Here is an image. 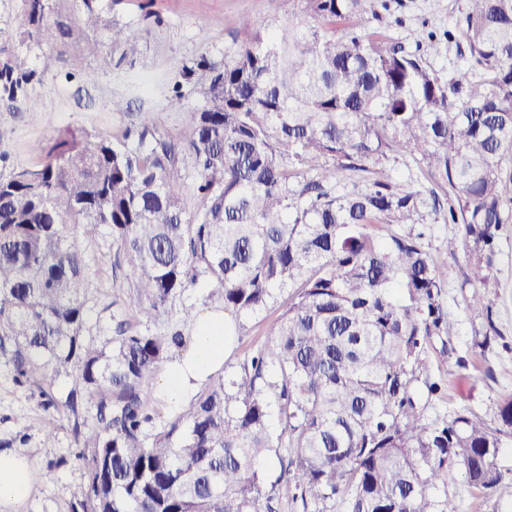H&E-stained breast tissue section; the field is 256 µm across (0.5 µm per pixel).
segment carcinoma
<instances>
[{
    "label": "carcinoma",
    "instance_id": "carcinoma-1",
    "mask_svg": "<svg viewBox=\"0 0 512 512\" xmlns=\"http://www.w3.org/2000/svg\"><path fill=\"white\" fill-rule=\"evenodd\" d=\"M376 1L388 9L306 0L308 20L257 35L230 61L191 59L169 90L202 96L186 109L185 144L146 113L120 138L61 135L37 147L39 165L0 179V356L44 415L68 420L71 455L36 473L81 467L67 512H278L281 490L301 512H455L456 472L483 493L500 483L512 399L494 426L469 411L427 414L443 391L427 354L437 340L452 347L424 228L431 212L460 225L467 281L488 284L512 204V0H466L457 28L480 72L450 77L417 51L337 26L381 19ZM19 2L17 27L0 30V101L38 111L28 91L42 73L10 39L70 72L74 44L103 69L116 52L139 54L123 25L104 52L64 0ZM393 152L447 185L446 202L384 174ZM102 226L149 325L114 316L98 341L84 244ZM381 227L385 238L371 232ZM200 279L236 319L283 312L264 347L158 426L152 382L195 311L181 308L180 330L168 317ZM469 308L484 318L472 340L484 350L499 335L491 308L477 290ZM273 452L270 483L261 462Z\"/></svg>",
    "mask_w": 512,
    "mask_h": 512
}]
</instances>
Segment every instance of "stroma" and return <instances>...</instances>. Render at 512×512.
Returning a JSON list of instances; mask_svg holds the SVG:
<instances>
[{"instance_id": "35a3bbf8", "label": "stroma", "mask_w": 512, "mask_h": 512, "mask_svg": "<svg viewBox=\"0 0 512 512\" xmlns=\"http://www.w3.org/2000/svg\"><path fill=\"white\" fill-rule=\"evenodd\" d=\"M388 5L382 20L364 16L356 19V26L378 31L383 45L428 50L430 63L442 72L470 67L465 42L433 48L427 39L428 32L455 25L465 0H388ZM305 13L304 0H114L90 20L89 30L104 39L110 24L120 23L141 37V55L135 63L124 62L106 72L94 59L85 58L70 79L45 57H34L44 77L31 87L30 94L39 99L41 109L29 113L21 102L0 105V178L37 166L41 161L37 145H49L70 131L115 137L136 123L142 112L151 113L156 126L168 136L187 141L191 128L185 109L200 105L201 97L189 90L183 102L168 98V87L178 79L183 65L202 53L218 61L231 59L256 34L274 31ZM244 17L252 20V28L241 26ZM116 97L130 100L129 112L113 111ZM451 237L457 245L452 254L446 249ZM470 249L459 225L432 222L427 250L447 283L445 309L454 351L448 355L435 348L427 355L429 373L441 378L445 386L428 413L443 416L468 410L491 423L498 404L512 397V219L499 232L494 277L482 290L501 332L484 351L471 347L480 320L467 307L471 290L463 285ZM114 253L105 226L85 249L92 319L103 328L111 325L113 311L128 309L131 275L128 269L114 266ZM278 315L272 309L264 319L244 320L239 336L224 348V373L237 370L267 343L263 323ZM21 434L28 438L29 460L38 467L69 455L73 446L66 417L46 418L29 394L14 385L9 365L0 358V451L11 450ZM500 458L502 479L490 492L475 491L462 473H455L457 512H512V443L501 448ZM81 478L78 464L61 468L50 481L35 483L30 498L14 512H67L70 488Z\"/></svg>"}]
</instances>
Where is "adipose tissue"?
Returning a JSON list of instances; mask_svg holds the SVG:
<instances>
[{"label": "adipose tissue", "mask_w": 512, "mask_h": 512, "mask_svg": "<svg viewBox=\"0 0 512 512\" xmlns=\"http://www.w3.org/2000/svg\"><path fill=\"white\" fill-rule=\"evenodd\" d=\"M223 310L204 307L175 360L157 373L153 387L158 400L170 410L179 409L224 366ZM33 465L14 452H0V506L24 502L32 488Z\"/></svg>", "instance_id": "obj_1"}]
</instances>
